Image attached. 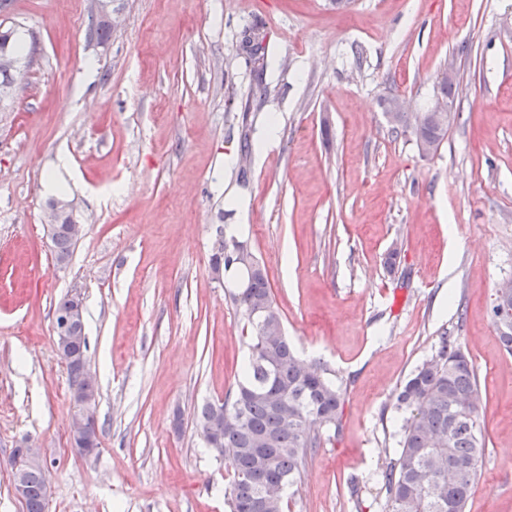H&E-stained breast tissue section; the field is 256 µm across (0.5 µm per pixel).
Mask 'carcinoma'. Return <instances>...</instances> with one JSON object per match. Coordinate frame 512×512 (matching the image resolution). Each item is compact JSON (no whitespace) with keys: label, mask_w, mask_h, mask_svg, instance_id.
Returning a JSON list of instances; mask_svg holds the SVG:
<instances>
[{"label":"carcinoma","mask_w":512,"mask_h":512,"mask_svg":"<svg viewBox=\"0 0 512 512\" xmlns=\"http://www.w3.org/2000/svg\"><path fill=\"white\" fill-rule=\"evenodd\" d=\"M22 50L13 28L0 31V53L20 60ZM397 123L435 149L448 132L431 112L419 124L415 115L399 112ZM71 220L64 215L51 238L57 260L69 259L76 243L66 229ZM235 246L219 238L211 262L243 274L245 287L233 300L250 327L247 359L236 386L224 399L204 404L196 423L206 447L233 474L229 512H255L261 500L265 512H286L308 456L327 431L339 429L343 390L325 370L297 356L258 261L251 258L247 268ZM396 408L408 417L398 456L380 471L386 512H466L485 438L476 371L459 337L439 336L436 353L400 387ZM21 478L25 512H47L42 466L24 468Z\"/></svg>","instance_id":"carcinoma-1"}]
</instances>
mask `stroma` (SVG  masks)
Wrapping results in <instances>:
<instances>
[{
	"instance_id": "35a3bbf8",
	"label": "stroma",
	"mask_w": 512,
	"mask_h": 512,
	"mask_svg": "<svg viewBox=\"0 0 512 512\" xmlns=\"http://www.w3.org/2000/svg\"><path fill=\"white\" fill-rule=\"evenodd\" d=\"M92 3L0 11L26 52L0 104V512H24L10 458L25 440L48 466V512H229L231 472L196 413L247 355L211 265L231 223L299 355L344 389L292 512H384L396 393L445 331L484 405L466 512H512V354L491 319L512 279V0H116L102 43ZM450 63L458 118L424 155L381 102L426 108ZM59 197L84 226L64 266L45 227ZM74 293L99 392L92 456L68 442L53 332Z\"/></svg>"
}]
</instances>
